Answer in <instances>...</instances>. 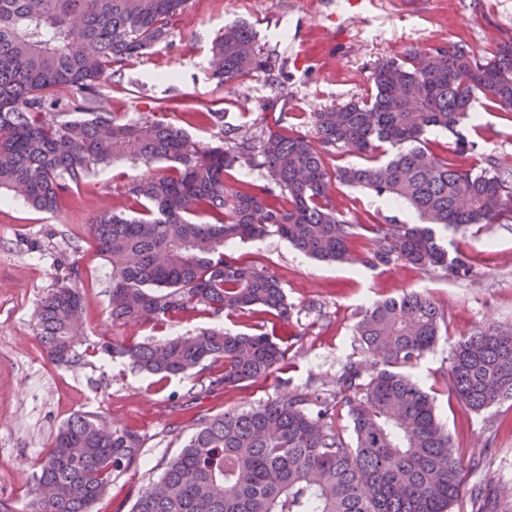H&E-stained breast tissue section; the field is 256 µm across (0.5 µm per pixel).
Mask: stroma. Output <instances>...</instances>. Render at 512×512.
Segmentation results:
<instances>
[{
    "label": "stroma",
    "mask_w": 512,
    "mask_h": 512,
    "mask_svg": "<svg viewBox=\"0 0 512 512\" xmlns=\"http://www.w3.org/2000/svg\"><path fill=\"white\" fill-rule=\"evenodd\" d=\"M250 24L273 74L256 72L234 85H219L209 70V50L224 27ZM512 38V0H189L171 42L131 61L99 87L103 103L120 116L169 109L172 121L199 143L215 142L217 129L189 123L188 113L220 112L246 133L274 126L312 131L314 112L367 96L370 75L405 48L426 50L448 42L478 55ZM473 110L483 126L470 134L476 150L467 165L490 161L512 167V116ZM165 164L118 161L99 168L74 187L56 213H38L22 199L0 195V504L24 512L33 475L58 427L77 414L98 415L135 431L142 440L137 460L112 476L92 512H129L193 432L199 418L247 409L284 393H331L345 363L359 360L355 334L361 311L377 301L415 289L444 309L447 326L436 345L409 372L435 399L463 464L465 493L450 512H512V400L476 412L449 397L446 379L451 346L476 326L512 323V221L449 233L467 254L474 274L452 280L398 263L384 270L317 262L285 240L269 235L236 245L244 260L263 266L282 283L290 317L277 325L287 358L269 377L235 387L211 388L221 363L206 362L184 377L165 380L141 373L127 360L89 356L105 342H150L223 326L247 331V323L200 314L164 325L115 326L108 317L109 264L96 252L87 224L104 208L126 205L124 184L134 176H158ZM340 210L410 220L406 210L383 204L372 193L336 185ZM78 264L84 294V334L79 357L54 363L34 332L37 305ZM494 477L481 497L470 494Z\"/></svg>",
    "instance_id": "obj_1"
}]
</instances>
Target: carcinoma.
Here are the masks:
<instances>
[{
    "label": "carcinoma",
    "instance_id": "carcinoma-1",
    "mask_svg": "<svg viewBox=\"0 0 512 512\" xmlns=\"http://www.w3.org/2000/svg\"><path fill=\"white\" fill-rule=\"evenodd\" d=\"M187 3L0 0V191L53 213L102 165L168 163L162 176L127 182L126 208L89 221L112 269V323L160 324L200 311L261 327L205 328L92 355L118 354L162 379L220 361L224 374L214 387L267 378L286 349L266 327L288 321L290 306L275 275L230 248L270 234L318 261L373 269L404 262L470 276L469 257L449 251L441 231L511 217L512 173L463 164L475 147L465 137L438 152L423 136L476 122L480 96L512 114V39L488 58L451 43L448 52L407 48L374 68L373 94L313 113L311 135H248L226 125L222 112L187 113L199 126L221 129L222 144L208 146L162 112L118 117L97 91L172 37ZM210 66L225 86L266 70L253 28H224ZM344 152L366 163L330 165ZM244 165L264 171L265 181L236 179ZM335 182L401 202L420 223L348 216L332 199ZM365 232L369 249L354 251ZM71 274L35 312L36 336L58 363L77 357L83 329L80 273L73 267ZM444 322V310L418 291L367 308L355 327L363 356L343 367L331 399L312 411L311 395H284L198 420L130 512H449L464 491L462 461L433 397L405 371L435 345ZM448 391L475 411L512 399V325L486 323L455 343ZM342 410L351 442L336 429ZM139 447L134 431L114 427L109 437L98 419L71 417L39 462L27 512H90Z\"/></svg>",
    "mask_w": 512,
    "mask_h": 512
}]
</instances>
